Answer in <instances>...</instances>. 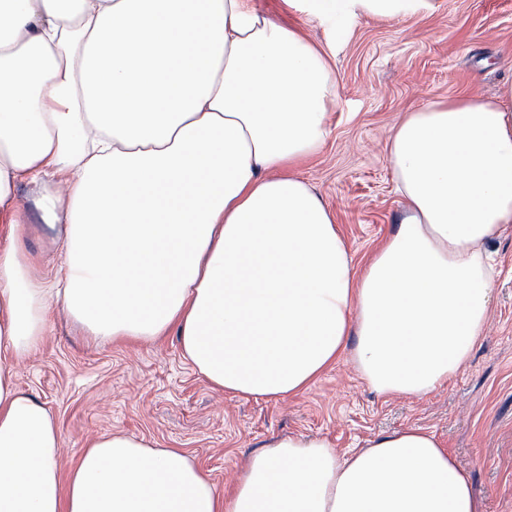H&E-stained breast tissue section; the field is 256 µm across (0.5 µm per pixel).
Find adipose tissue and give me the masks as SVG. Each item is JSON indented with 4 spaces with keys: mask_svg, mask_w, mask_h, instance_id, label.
Returning a JSON list of instances; mask_svg holds the SVG:
<instances>
[{
    "mask_svg": "<svg viewBox=\"0 0 512 512\" xmlns=\"http://www.w3.org/2000/svg\"><path fill=\"white\" fill-rule=\"evenodd\" d=\"M297 2L326 22L435 8ZM335 87L326 53L252 0H0V512H485L421 427L343 451L274 438L222 491L180 449L110 433L65 476L55 419L18 385L60 312L96 341L176 334L212 388L256 400L347 354L384 396L455 377L512 231V83L405 113L388 159L406 215L360 272L287 172L323 145ZM27 218L28 223L33 224L36 228L33 233L29 246L34 251L39 253L44 257L45 263L54 262L57 259L58 252L50 247V236L46 231L41 228V224L39 223L38 216L35 210L30 206L27 207Z\"/></svg>",
    "mask_w": 512,
    "mask_h": 512,
    "instance_id": "ef3b65f1",
    "label": "adipose tissue"
}]
</instances>
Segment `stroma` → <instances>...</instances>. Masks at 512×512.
I'll return each instance as SVG.
<instances>
[{"instance_id":"35a3bbf8","label":"stroma","mask_w":512,"mask_h":512,"mask_svg":"<svg viewBox=\"0 0 512 512\" xmlns=\"http://www.w3.org/2000/svg\"><path fill=\"white\" fill-rule=\"evenodd\" d=\"M255 3L328 55L336 76L329 134L293 172L321 197L355 268H363L404 214L387 156L395 124L427 103L492 99L512 83V0H436L428 13L359 16L336 26L285 0ZM493 251L502 272L484 335L464 370L418 399L376 394L346 357L301 394L277 401L232 396L193 370L176 337L94 341L62 315L15 371L59 426L65 473L90 440L110 432L182 449L221 487L275 436L319 435L346 449L421 427L452 451L486 512H512V234L499 237Z\"/></svg>"}]
</instances>
